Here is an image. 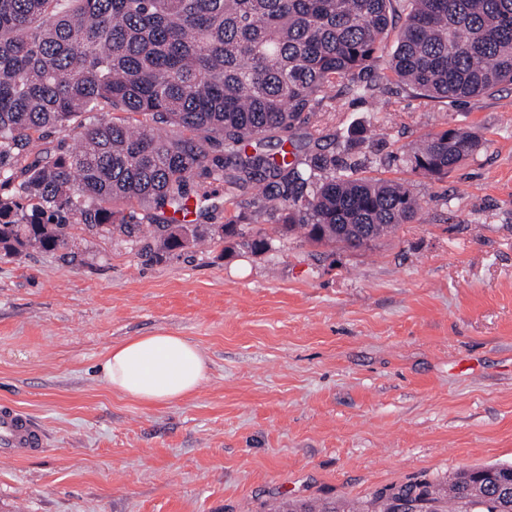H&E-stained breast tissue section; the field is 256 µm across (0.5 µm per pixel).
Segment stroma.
I'll use <instances>...</instances> for the list:
<instances>
[{
  "instance_id": "stroma-1",
  "label": "stroma",
  "mask_w": 512,
  "mask_h": 512,
  "mask_svg": "<svg viewBox=\"0 0 512 512\" xmlns=\"http://www.w3.org/2000/svg\"><path fill=\"white\" fill-rule=\"evenodd\" d=\"M381 71L378 109L338 88L283 138L421 199L418 221L367 247L295 233L157 263L83 234L70 253L0 256V403L47 436L40 456L0 459V512H267L512 464V86L429 101ZM448 128L475 153L438 180L412 170ZM207 192L190 223H259L252 193ZM157 332L198 345L208 380L168 405L112 393V345Z\"/></svg>"
}]
</instances>
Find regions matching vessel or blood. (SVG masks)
I'll return each mask as SVG.
<instances>
[{"mask_svg":"<svg viewBox=\"0 0 512 512\" xmlns=\"http://www.w3.org/2000/svg\"><path fill=\"white\" fill-rule=\"evenodd\" d=\"M46 446V430L29 412L0 404V455L25 458L41 455Z\"/></svg>","mask_w":512,"mask_h":512,"instance_id":"1","label":"vessel or blood"}]
</instances>
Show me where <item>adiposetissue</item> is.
<instances>
[{
  "label": "adipose tissue",
  "instance_id": "ef3b65f1",
  "mask_svg": "<svg viewBox=\"0 0 512 512\" xmlns=\"http://www.w3.org/2000/svg\"><path fill=\"white\" fill-rule=\"evenodd\" d=\"M114 393L148 406L195 393L208 378V359L187 338L168 333L133 336L112 347L99 366Z\"/></svg>",
  "mask_w": 512,
  "mask_h": 512
}]
</instances>
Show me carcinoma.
Here are the masks:
<instances>
[{"instance_id": "carcinoma-1", "label": "carcinoma", "mask_w": 512, "mask_h": 512, "mask_svg": "<svg viewBox=\"0 0 512 512\" xmlns=\"http://www.w3.org/2000/svg\"><path fill=\"white\" fill-rule=\"evenodd\" d=\"M395 0H0V252L72 248L97 228L162 261L226 239L257 254L274 235L358 248L414 221L401 182L357 175L315 153L264 151L332 88L374 98L364 74L379 58ZM408 13L384 75L426 99L463 102L512 85V0H403ZM80 129V147L36 146L50 129ZM479 146L450 129L426 137L411 168L441 178ZM224 193L262 189L257 214L275 223L176 225L190 181ZM512 512L455 474L375 500L281 502L269 512Z\"/></svg>"}]
</instances>
